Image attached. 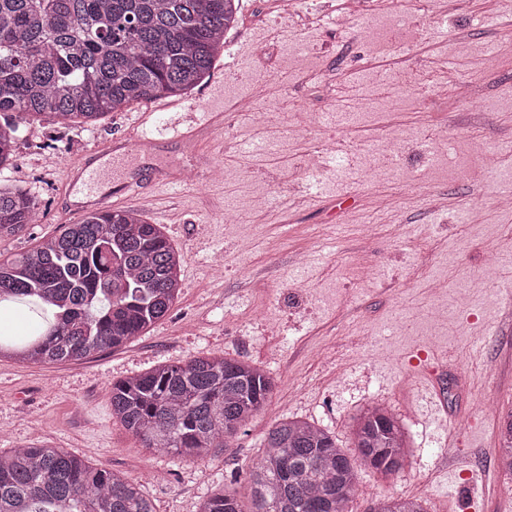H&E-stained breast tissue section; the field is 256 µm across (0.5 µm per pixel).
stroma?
Returning <instances> with one entry per match:
<instances>
[{
  "label": "stroma",
  "mask_w": 512,
  "mask_h": 512,
  "mask_svg": "<svg viewBox=\"0 0 512 512\" xmlns=\"http://www.w3.org/2000/svg\"><path fill=\"white\" fill-rule=\"evenodd\" d=\"M278 0H242L224 52L240 76L208 80L187 96L215 112L194 135L161 134L151 153L115 152L106 184L146 179L137 201L162 225L185 262L170 313L123 347L38 366L0 358V448L46 444L93 466L142 478L156 512H199L222 488L248 503L247 473L277 421L317 422L350 445L355 413L379 401L406 423L414 457L396 475L366 471L348 512L383 496L417 498L426 512H512V476L490 454L498 412L512 409V211L496 205V177L471 143L512 144V0H397L417 17L340 18L341 0H309L306 16H282ZM472 45L467 55L453 42ZM497 65L484 66V47ZM304 46L306 69L293 50ZM474 78L483 99L462 100L452 75ZM420 91H404L401 77ZM254 97L267 112L255 126L235 110ZM139 106L82 127L20 124L14 162L0 183L40 202L36 223L0 237V258L60 234L67 168L107 140L136 129ZM382 137L404 161L373 151ZM451 139L454 159L430 156ZM354 151L316 176L304 168L319 145ZM221 170L217 182L179 181L183 168ZM480 204L467 219L470 204ZM233 207L240 223L224 221ZM498 265H489L487 255ZM265 312L282 326L266 334ZM400 330L381 331L393 314ZM244 359L275 382L272 400L229 449L200 465L151 452L112 417L113 382L193 356Z\"/></svg>",
  "instance_id": "35a3bbf8"
}]
</instances>
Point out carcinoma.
Instances as JSON below:
<instances>
[{
	"label": "carcinoma",
	"mask_w": 512,
	"mask_h": 512,
	"mask_svg": "<svg viewBox=\"0 0 512 512\" xmlns=\"http://www.w3.org/2000/svg\"><path fill=\"white\" fill-rule=\"evenodd\" d=\"M241 0H0V167L15 155L22 120L90 125L109 112L185 95L210 77ZM39 201L0 185V236L33 223ZM184 255L136 208L91 211L32 249L0 259V305L38 321L0 334V357L78 361L144 334L180 293ZM261 368L220 355L192 357L112 383V417L144 448L198 463L227 448L272 399ZM355 455L329 431L286 418L263 436L248 481L251 508L217 491L200 512H347L359 474H394L411 454L391 411L354 418ZM499 465L512 473V413ZM0 512H156L140 481L63 448L0 451ZM368 512H425L417 498L376 500Z\"/></svg>",
	"instance_id": "carcinoma-1"
}]
</instances>
